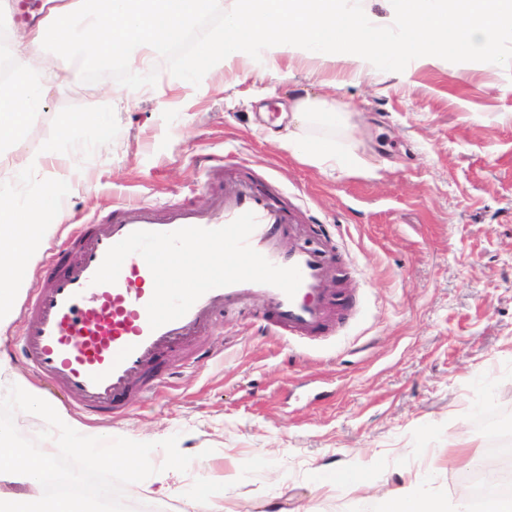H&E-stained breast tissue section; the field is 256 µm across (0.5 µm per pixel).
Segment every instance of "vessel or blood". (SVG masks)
<instances>
[{
    "instance_id": "1",
    "label": "vessel or blood",
    "mask_w": 512,
    "mask_h": 512,
    "mask_svg": "<svg viewBox=\"0 0 512 512\" xmlns=\"http://www.w3.org/2000/svg\"><path fill=\"white\" fill-rule=\"evenodd\" d=\"M209 172L224 185L209 208L124 203L105 223L76 224L69 230L65 245L78 251L77 263L68 264L64 251L49 258L44 277L26 300L22 347L34 370L63 388L65 403L74 412L120 411L122 398L159 364L162 350L201 335L214 309L240 310L259 295L267 302L273 336L303 340L326 326L327 245L311 244L306 227L250 180L225 181L219 165L210 166ZM247 212L257 219L249 245L274 265L299 268L302 283L294 296L253 282L218 287L202 295L183 317L154 329L146 310L154 279L140 255L125 259L115 283L92 282L108 249L132 232L218 229ZM286 236L294 240L288 249L281 246Z\"/></svg>"
}]
</instances>
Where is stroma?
Returning <instances> with one entry per match:
<instances>
[{"label": "stroma", "mask_w": 512, "mask_h": 512, "mask_svg": "<svg viewBox=\"0 0 512 512\" xmlns=\"http://www.w3.org/2000/svg\"><path fill=\"white\" fill-rule=\"evenodd\" d=\"M188 63L166 46L152 72L121 67L53 88L14 154L54 146L61 174L59 218L31 277L72 225L104 223L117 204L206 207V166L219 158L300 223L326 228V287L356 307L307 345L270 335L263 299L216 314L163 357L169 387L134 389L120 416L80 417L98 432L94 449L136 443L149 482L177 466L167 512H194L205 485L223 491L226 512H373L357 480L367 467L377 495L410 486L452 501L477 454L482 482L493 483L495 439L512 436V68L454 53L381 58L366 75L351 56L288 54L273 67L247 51L215 75ZM305 96L345 104L363 169L331 172L281 148L282 115ZM94 102L107 138L89 127L55 143L59 116ZM21 334L17 318L0 329L10 368L0 425L37 450L51 427L20 410L10 374L62 402L15 354ZM202 348L212 355L204 364ZM461 430L471 445L452 465L448 443ZM93 476L114 512H156L149 496L121 500L119 468Z\"/></svg>", "instance_id": "stroma-1"}]
</instances>
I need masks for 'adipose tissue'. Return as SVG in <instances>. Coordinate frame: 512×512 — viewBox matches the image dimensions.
Wrapping results in <instances>:
<instances>
[{
    "label": "adipose tissue",
    "instance_id": "obj_1",
    "mask_svg": "<svg viewBox=\"0 0 512 512\" xmlns=\"http://www.w3.org/2000/svg\"><path fill=\"white\" fill-rule=\"evenodd\" d=\"M369 0H52L36 24L12 30L10 54L17 63L11 79L0 81V170L19 174L43 168L46 155L8 158L18 149L41 112L52 85L72 66L89 68L119 60L132 71L152 68L162 46L175 42L192 22L216 8L224 10V27L196 51L191 70L214 74L242 51L259 48L270 59L289 52L325 60L357 54L362 64L376 56L441 58L456 53L512 66L504 45L505 25L512 22V0H387L388 13L370 11ZM54 50L55 66L41 53ZM279 140L288 151L317 166L346 171L363 165L350 115L335 105L299 98L291 107ZM48 179L40 195L23 198L0 190V326L8 324L30 267L53 226L44 217L56 194ZM13 390L27 409L77 441L85 430L55 411L21 376ZM92 465L117 466L127 476L129 495L139 494L142 452L137 445L110 449L105 457L88 454ZM54 473L51 449L32 451L16 431L0 426V512H85L70 496L49 493ZM379 512H512V498L488 497L473 510L467 496L455 505L400 489L379 503Z\"/></svg>",
    "mask_w": 512,
    "mask_h": 512
}]
</instances>
